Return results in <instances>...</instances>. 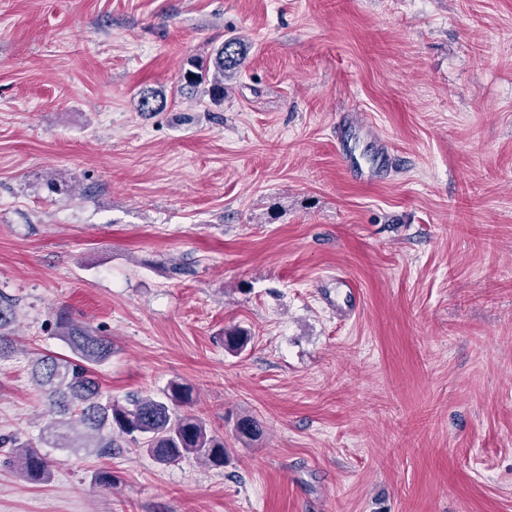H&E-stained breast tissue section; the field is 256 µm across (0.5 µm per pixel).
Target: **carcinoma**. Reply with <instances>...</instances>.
Segmentation results:
<instances>
[{
  "instance_id": "obj_1",
  "label": "carcinoma",
  "mask_w": 512,
  "mask_h": 512,
  "mask_svg": "<svg viewBox=\"0 0 512 512\" xmlns=\"http://www.w3.org/2000/svg\"><path fill=\"white\" fill-rule=\"evenodd\" d=\"M246 52L244 40L227 39L212 53L191 60L180 81L189 87H204L219 103L224 100V78L242 68ZM165 104V94L157 90L144 91L138 99L142 112H154ZM15 321L12 301L0 296V359L14 352ZM55 328L70 355L39 354L32 371L50 421L36 444L16 434L0 435V447L10 448L7 464L22 477L39 482L49 476L43 448H90L100 456L122 443L145 450L161 465L192 455L209 467L224 466V437L187 411L194 402L191 386L172 381L157 397L132 395L123 402L114 400L103 393L93 375V367L112 356V340L74 322L65 312L56 315ZM249 339L242 328L224 330V347L232 352L244 348Z\"/></svg>"
}]
</instances>
